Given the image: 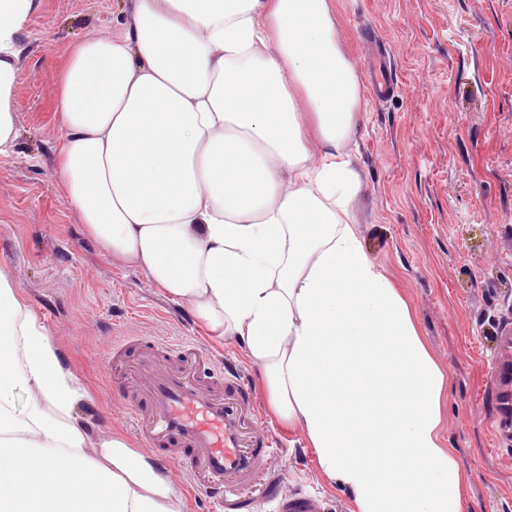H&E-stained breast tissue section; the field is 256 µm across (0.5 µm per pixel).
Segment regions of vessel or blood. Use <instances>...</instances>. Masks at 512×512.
Wrapping results in <instances>:
<instances>
[{"instance_id": "b4317fda", "label": "vessel or blood", "mask_w": 512, "mask_h": 512, "mask_svg": "<svg viewBox=\"0 0 512 512\" xmlns=\"http://www.w3.org/2000/svg\"><path fill=\"white\" fill-rule=\"evenodd\" d=\"M128 339L114 342L119 367L115 392L129 411L137 436L178 462L191 487L209 490L219 512H253L250 491L258 482L274 488L272 461L283 436L263 425L248 382L225 374L199 343L153 341L150 357L126 363ZM502 360L495 404L499 423L512 429V330L500 338ZM275 512H322L321 502L299 493L270 496Z\"/></svg>"}]
</instances>
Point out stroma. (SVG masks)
I'll use <instances>...</instances> for the list:
<instances>
[{
	"instance_id": "obj_1",
	"label": "stroma",
	"mask_w": 512,
	"mask_h": 512,
	"mask_svg": "<svg viewBox=\"0 0 512 512\" xmlns=\"http://www.w3.org/2000/svg\"><path fill=\"white\" fill-rule=\"evenodd\" d=\"M130 0H43L21 37L19 138L0 157V270L54 333L90 397L91 434L120 433L136 452L112 391L113 340L205 344L217 364L258 374L241 341L208 336L184 304L88 239L53 155L55 73L67 49L118 34ZM340 37L363 86L375 32L397 83L366 95L347 150L362 180L356 229L369 258L403 288L451 388L444 434L470 474L465 512H512V436L495 426L497 339L512 326V0H336ZM274 462L285 492L318 495L324 512L350 501L318 469L298 433Z\"/></svg>"
}]
</instances>
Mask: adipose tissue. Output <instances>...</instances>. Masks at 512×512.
I'll use <instances>...</instances> for the list:
<instances>
[{
	"label": "adipose tissue",
	"mask_w": 512,
	"mask_h": 512,
	"mask_svg": "<svg viewBox=\"0 0 512 512\" xmlns=\"http://www.w3.org/2000/svg\"><path fill=\"white\" fill-rule=\"evenodd\" d=\"M41 4L0 0V156ZM339 29L335 0H134L57 72L56 173L106 258L243 341L350 512H463L449 375L354 226L364 92ZM86 396L0 271V512H184L151 456L91 436Z\"/></svg>",
	"instance_id": "1"
}]
</instances>
